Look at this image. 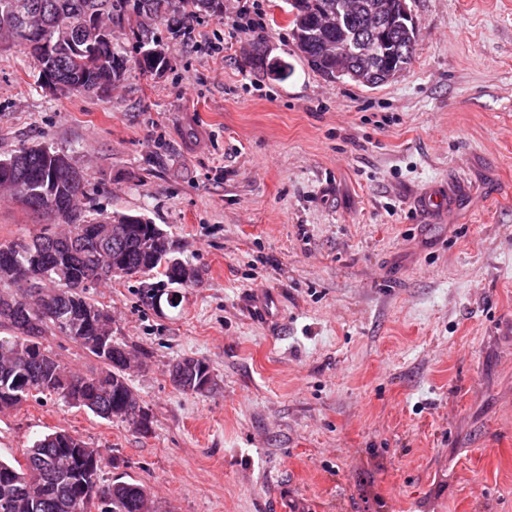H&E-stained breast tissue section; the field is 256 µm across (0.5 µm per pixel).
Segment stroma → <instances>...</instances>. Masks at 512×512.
Instances as JSON below:
<instances>
[{
    "instance_id": "35a3bbf8",
    "label": "stroma",
    "mask_w": 512,
    "mask_h": 512,
    "mask_svg": "<svg viewBox=\"0 0 512 512\" xmlns=\"http://www.w3.org/2000/svg\"><path fill=\"white\" fill-rule=\"evenodd\" d=\"M254 3L258 33L229 6L188 17L195 41L158 26L166 68L105 95L45 86L0 34V159L64 152L80 208L157 224L197 276L175 308L136 277L90 291L149 432L31 399L0 413V459L69 431L158 512H512V0H407L413 60L374 88L309 66L287 0ZM432 186L441 222L416 207ZM45 227L0 195V241ZM184 358L209 391L175 387Z\"/></svg>"
}]
</instances>
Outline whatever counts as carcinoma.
<instances>
[{
	"mask_svg": "<svg viewBox=\"0 0 512 512\" xmlns=\"http://www.w3.org/2000/svg\"><path fill=\"white\" fill-rule=\"evenodd\" d=\"M320 0H291L290 21L295 46L313 69L326 77L336 66V27L318 26L316 3ZM342 24L352 30L363 29L371 19L376 0H345ZM39 3L45 9V36L57 42L54 56L40 54L37 41L16 31L14 40L30 47L41 70L55 72L62 88L78 92L80 88L111 89L121 80L125 59L112 42L98 39L89 23L111 19L119 23L131 18L156 19L176 26L181 19L197 11L223 17L224 0H0V25L13 23ZM392 41L379 39L359 42L351 50L370 57L372 66L385 72L392 66L401 69L411 62L416 30L395 24ZM80 30L84 39L74 51L68 34ZM159 41L149 29L135 35V65L144 73H157L167 66ZM41 146H22L16 156H25L22 166L11 174L15 197L32 211L76 209L82 182L70 179L61 168L45 163ZM76 225L59 236L61 248L52 254L39 252V241L49 235L43 231L31 240L0 242V296L14 284L30 279L52 284V311L41 309L42 298L29 292L15 294L16 312L26 317L20 324L0 313V409L14 408L29 398L56 397L68 405L90 412L107 421L132 424L146 432L150 417L143 406L141 414L127 415L132 389L127 370L131 363L129 345L114 336L100 335L98 316L107 307L89 296V288L99 281L98 267L119 264V277L132 278L161 272L164 280L153 288L152 299L166 298L171 307L179 302V278L176 258L170 253L168 234L155 224H129L125 243L107 251L97 249L95 238L101 224L80 211ZM59 333L77 342L101 363L100 371L82 374L69 370L45 344L47 334ZM195 384L211 375L209 365L195 358H184ZM24 463L0 460V512H143L150 493L141 484L115 480L104 484L100 471L104 455L79 437L65 431L39 435L23 449ZM102 492L106 501L90 505L92 492Z\"/></svg>",
	"mask_w": 512,
	"mask_h": 512,
	"instance_id": "cac0c4a2",
	"label": "carcinoma"
}]
</instances>
